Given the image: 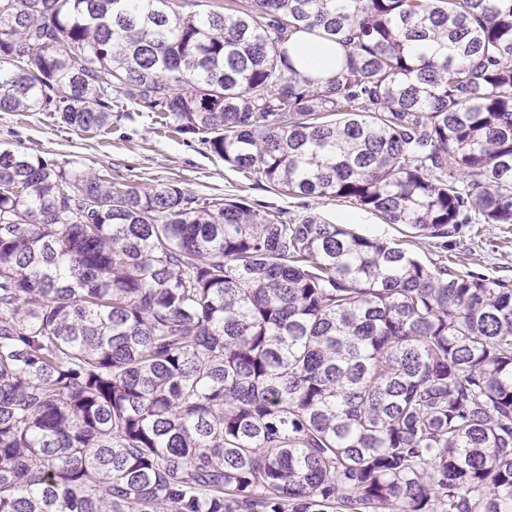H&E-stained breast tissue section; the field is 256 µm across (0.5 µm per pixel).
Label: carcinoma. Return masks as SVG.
Listing matches in <instances>:
<instances>
[{
    "mask_svg": "<svg viewBox=\"0 0 512 512\" xmlns=\"http://www.w3.org/2000/svg\"><path fill=\"white\" fill-rule=\"evenodd\" d=\"M126 104L439 244L512 225V0H0V111ZM0 512H512V281L1 142ZM336 51H342L336 42L300 33L293 41L289 54L297 70L326 77L336 70Z\"/></svg>",
    "mask_w": 512,
    "mask_h": 512,
    "instance_id": "1",
    "label": "carcinoma"
}]
</instances>
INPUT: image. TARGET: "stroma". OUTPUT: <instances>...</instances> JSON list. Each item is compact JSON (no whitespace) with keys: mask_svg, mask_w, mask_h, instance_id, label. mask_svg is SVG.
<instances>
[{"mask_svg":"<svg viewBox=\"0 0 512 512\" xmlns=\"http://www.w3.org/2000/svg\"><path fill=\"white\" fill-rule=\"evenodd\" d=\"M0 142H11L48 162L84 173L109 174L115 184L147 188L174 183L198 203L214 198L243 200L260 211L279 208L313 213L345 224L362 235L401 244L423 263L453 256L434 240L412 237L401 225L382 223L373 214L336 201L295 198L269 188L263 178L242 173L214 155L200 136H182L156 128L149 113L121 112L108 134L90 136L58 124L46 112H0ZM466 269L512 280V225L482 224L471 245Z\"/></svg>","mask_w":512,"mask_h":512,"instance_id":"35a3bbf8","label":"stroma"}]
</instances>
